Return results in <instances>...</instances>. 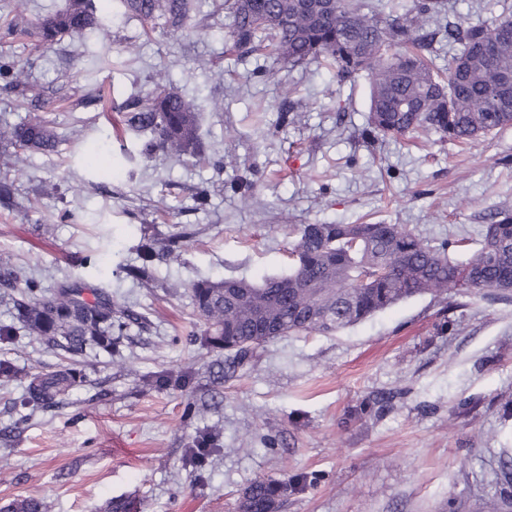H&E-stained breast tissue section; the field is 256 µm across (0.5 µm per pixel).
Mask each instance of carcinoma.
<instances>
[{
    "label": "carcinoma",
    "instance_id": "obj_1",
    "mask_svg": "<svg viewBox=\"0 0 512 512\" xmlns=\"http://www.w3.org/2000/svg\"><path fill=\"white\" fill-rule=\"evenodd\" d=\"M128 15L181 27L190 0H119ZM231 18L228 40L241 57L265 55L295 66L318 63L334 70L341 84L369 85V113L362 135L375 141L415 132L466 143L512 127V19L442 24L444 0H412L399 15L372 8L367 0H224ZM101 24L93 0H68L38 20L45 45L81 36ZM455 50L448 68L434 63L442 41ZM13 62L0 61L4 88L23 86ZM126 125L150 131L145 150L195 156L198 116L195 103L173 86L159 85L124 106ZM0 140L49 152L57 134L44 120L19 123ZM288 274L260 283L246 279H204L192 284L196 311L206 321L205 341L232 360L247 357L255 345L302 332L331 334L359 324L386 308L416 296L454 289L459 294L512 295V209L494 212L482 229L480 247L467 239L435 245L403 224H296ZM174 236L160 250L141 246L145 275L153 262L180 247ZM0 288L13 323L0 325V337L22 329L48 348L78 356L89 347L112 350L116 340L147 317L121 307L104 288L64 283L46 294L39 282L13 268H0ZM86 382L74 364L29 376L20 404L47 409L64 402ZM292 481L258 479L243 493L245 512H276ZM137 504L117 496L106 512H136ZM0 512H45L35 497L16 498Z\"/></svg>",
    "mask_w": 512,
    "mask_h": 512
}]
</instances>
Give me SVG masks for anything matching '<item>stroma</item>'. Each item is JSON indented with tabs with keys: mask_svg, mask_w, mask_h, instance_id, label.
Listing matches in <instances>:
<instances>
[{
	"mask_svg": "<svg viewBox=\"0 0 512 512\" xmlns=\"http://www.w3.org/2000/svg\"><path fill=\"white\" fill-rule=\"evenodd\" d=\"M219 2L193 0L184 27L162 35L119 14L47 49L34 24L65 0H0V58L27 75L24 90L0 88V128L46 116L60 140L46 153L0 144V184L13 188L0 265L49 292L103 285L149 318L113 351L87 350L89 381L62 406L23 417L13 401L24 379L0 384V429L16 428L0 438V505L33 496L47 512H101L130 495L138 512H237L253 481L301 474L277 512H512L497 485L512 455V299L426 294L333 335L276 338L231 367L201 343L191 293L200 279L287 272L296 224H403L432 243L479 242L489 214L512 207V127L465 145L435 134L367 145L366 83L313 63L237 61ZM18 21L24 31L7 34ZM160 83L198 104L208 161L143 155V133L122 124L117 107ZM288 99L299 118L282 126ZM104 132L99 175L81 157ZM228 156L235 167H214ZM241 177L253 193L236 188ZM180 230L187 241L152 281L126 274L144 235ZM0 359L33 374L60 356L21 331L0 340ZM383 395L390 404L352 417ZM203 433L216 446L196 467Z\"/></svg>",
	"mask_w": 512,
	"mask_h": 512,
	"instance_id": "stroma-1",
	"label": "stroma"
}]
</instances>
